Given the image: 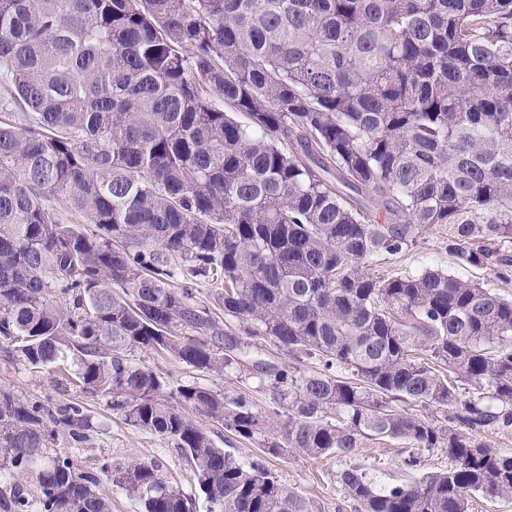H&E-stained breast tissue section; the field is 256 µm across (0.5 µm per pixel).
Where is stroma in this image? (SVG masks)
<instances>
[{"instance_id":"obj_1","label":"stroma","mask_w":512,"mask_h":512,"mask_svg":"<svg viewBox=\"0 0 512 512\" xmlns=\"http://www.w3.org/2000/svg\"><path fill=\"white\" fill-rule=\"evenodd\" d=\"M446 232L436 228L429 230L417 244L400 256L381 255L373 265L377 274L395 272H416L427 268L441 269L463 277L489 281L485 271L456 265L445 251ZM132 359L149 366L170 383L178 385L197 381L214 389L232 394L250 396L259 406H267L269 396L249 371L229 375L203 374L194 371L167 355L150 351H133ZM61 377L53 367L31 371L21 365L0 362V384H9L17 393L26 397L50 398L60 404L69 400L70 395L61 389ZM86 411L93 428L90 440L73 449L83 470L98 471L106 462L115 464L130 460L153 461L159 465L165 480L187 492H195L194 474L180 451L158 437L138 430L113 415L103 400L89 398L85 401ZM402 448L393 441L379 440L371 447L360 449L357 463L368 466L369 476L376 487L408 480L409 474L402 465ZM272 473L288 488L318 506L320 512H353V509L336 485V474L343 463L336 458L319 460L288 452L270 458Z\"/></svg>"}]
</instances>
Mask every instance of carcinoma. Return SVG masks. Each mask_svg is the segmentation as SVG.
Here are the masks:
<instances>
[{"label": "carcinoma", "mask_w": 512, "mask_h": 512, "mask_svg": "<svg viewBox=\"0 0 512 512\" xmlns=\"http://www.w3.org/2000/svg\"><path fill=\"white\" fill-rule=\"evenodd\" d=\"M2 83L25 110L0 119L4 362L60 365L76 397L0 385V512H112L101 473L141 512H195L151 461L96 474L57 449L88 441L83 397L178 448L209 512H319L267 457L386 438L420 476L348 466L355 512L512 497L486 440L512 431V300L372 272L444 227L460 265L512 283V0H0ZM267 343L288 360H251ZM138 349L248 368L272 407L170 388ZM434 450L448 469L425 473ZM192 418L199 427L209 433L218 447L224 448L226 452L231 453L236 459L246 461L260 453L259 448L252 441L235 437L213 423L208 417L201 414H193Z\"/></svg>", "instance_id": "obj_1"}]
</instances>
